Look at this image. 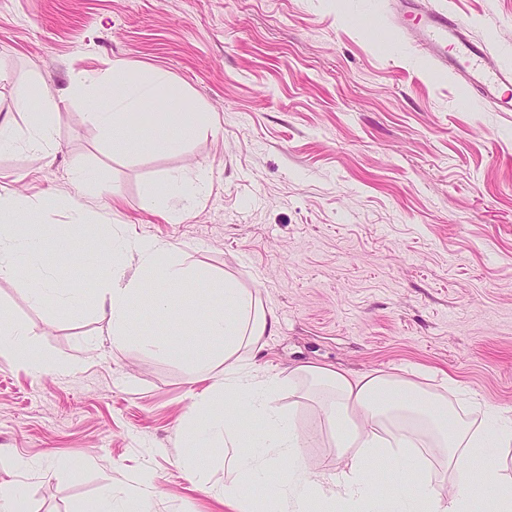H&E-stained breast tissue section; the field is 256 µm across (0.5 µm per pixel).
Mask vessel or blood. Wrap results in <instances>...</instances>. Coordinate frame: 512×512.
Returning <instances> with one entry per match:
<instances>
[{"label": "vessel or blood", "mask_w": 512, "mask_h": 512, "mask_svg": "<svg viewBox=\"0 0 512 512\" xmlns=\"http://www.w3.org/2000/svg\"><path fill=\"white\" fill-rule=\"evenodd\" d=\"M366 24L373 31L396 29L422 47L438 70L471 88L478 100L512 112V64L493 62L463 19L426 8L424 0H401L393 17H370Z\"/></svg>", "instance_id": "vessel-or-blood-1"}]
</instances>
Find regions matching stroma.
Instances as JSON below:
<instances>
[{"instance_id": "obj_1", "label": "stroma", "mask_w": 512, "mask_h": 512, "mask_svg": "<svg viewBox=\"0 0 512 512\" xmlns=\"http://www.w3.org/2000/svg\"><path fill=\"white\" fill-rule=\"evenodd\" d=\"M464 18L491 55L512 62V0H426ZM390 0H0V117L17 144L0 150V189L28 201L18 224L68 228L78 268L66 287L77 308L34 307L26 280L0 279V308L28 333L34 371L0 352V461L25 458L15 512H88L104 493L136 496L153 474L152 512H235L218 492L224 446L191 447L190 424L214 417L195 404L222 387L139 343H117L95 302L109 225L168 242L185 265L235 277L277 319L249 365L287 378L300 363L357 374L415 368L450 377L471 420L512 410V112L462 107L461 82L394 30L364 26ZM121 61L171 75L209 124L182 150L113 147L85 122L86 89ZM81 74L83 90L71 87ZM32 108L55 103L47 152L26 148ZM30 107V108H31ZM97 174L82 190L73 174ZM204 177L188 208H144L145 183ZM87 222L71 225L72 207ZM97 254V265L82 256ZM200 282L180 283L176 325L146 285L135 329L186 343L202 333ZM303 455L321 471L337 449L317 405L288 389ZM210 461L214 493L183 459Z\"/></svg>"}]
</instances>
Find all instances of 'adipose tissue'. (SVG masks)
Returning a JSON list of instances; mask_svg holds the SVG:
<instances>
[{
  "label": "adipose tissue",
  "mask_w": 512,
  "mask_h": 512,
  "mask_svg": "<svg viewBox=\"0 0 512 512\" xmlns=\"http://www.w3.org/2000/svg\"><path fill=\"white\" fill-rule=\"evenodd\" d=\"M165 104L166 123L132 124L130 116L148 111L156 101ZM83 114L103 129L113 144L139 147L155 153L181 149L197 134L202 117L178 91L164 71L144 75L115 63L87 98ZM205 187L203 180L172 177L143 188L147 206L159 201L190 202ZM22 206L13 194L0 192V278L17 277L19 251L29 254L36 266L45 246L58 258L71 261L70 237L61 230L49 233L31 224H12L8 218ZM113 261L137 254L142 278L124 280L120 275L102 279L96 293L102 313L112 321L118 341H137L168 359L191 360L205 371L213 363L224 366L223 389L199 393V406L223 399L229 410L223 419L205 427H190L192 446L203 448L223 442L228 480L224 496L236 512H257L254 492L264 487V500L276 512H307L319 502L322 512H512V478L501 475L499 453L512 446V415L490 411L481 426L462 417L446 392L429 387L422 372L407 370L354 374L314 364H301L288 375L289 383L305 382L303 400L317 391L326 398L318 408V424L331 435L343 458L330 473L315 471L300 454V438L290 415L275 404L282 381L255 380L248 372L250 359L259 353L276 325L259 296L233 277L215 281L177 261L170 245L161 240L136 239L114 231L107 236ZM198 278L204 283L208 304L201 313L205 346L182 343L178 335L162 339L132 328L133 313L145 282L156 283L153 306L172 314L174 285ZM259 422L248 431L246 422ZM385 465L401 485L399 492L382 499L376 494L378 465ZM437 471L440 481L412 483L415 473ZM279 473L276 486L266 484L270 473Z\"/></svg>",
  "instance_id": "ef3b65f1"
}]
</instances>
